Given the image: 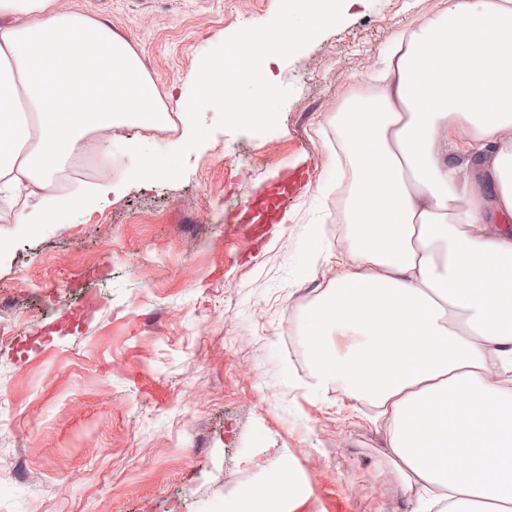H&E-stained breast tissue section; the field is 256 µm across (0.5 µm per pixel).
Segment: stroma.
Listing matches in <instances>:
<instances>
[{
  "mask_svg": "<svg viewBox=\"0 0 512 512\" xmlns=\"http://www.w3.org/2000/svg\"><path fill=\"white\" fill-rule=\"evenodd\" d=\"M279 0H60L139 54L168 109L188 99L202 56L270 21ZM448 0H344V20L290 59L277 129L219 130L177 181L130 183L127 137L166 153L181 119L98 139L105 200L64 224L0 215V331L47 330L25 351L0 344V512H235L245 488L289 465L304 487L280 512H413L372 406L310 384L314 298L343 273L333 163L337 107L370 89L390 41ZM309 184L259 255L225 208L282 162ZM99 308L78 330L85 290Z\"/></svg>",
  "mask_w": 512,
  "mask_h": 512,
  "instance_id": "obj_1",
  "label": "stroma"
}]
</instances>
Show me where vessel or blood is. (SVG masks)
Returning <instances> with one entry per match:
<instances>
[{"label":"vessel or blood","instance_id":"obj_1","mask_svg":"<svg viewBox=\"0 0 512 512\" xmlns=\"http://www.w3.org/2000/svg\"><path fill=\"white\" fill-rule=\"evenodd\" d=\"M307 180L303 169L285 170L264 193L244 199L229 218L251 248H259L273 224L279 223L289 198L301 189Z\"/></svg>","mask_w":512,"mask_h":512}]
</instances>
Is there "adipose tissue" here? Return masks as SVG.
Returning <instances> with one entry per match:
<instances>
[{
    "mask_svg": "<svg viewBox=\"0 0 512 512\" xmlns=\"http://www.w3.org/2000/svg\"><path fill=\"white\" fill-rule=\"evenodd\" d=\"M379 81L336 114L350 268L314 306L313 385L376 408L415 512H512V0H451L392 41ZM165 113L109 25L0 0V199L16 223L106 198L53 185L91 141Z\"/></svg>",
    "mask_w": 512,
    "mask_h": 512,
    "instance_id": "1",
    "label": "adipose tissue"
}]
</instances>
